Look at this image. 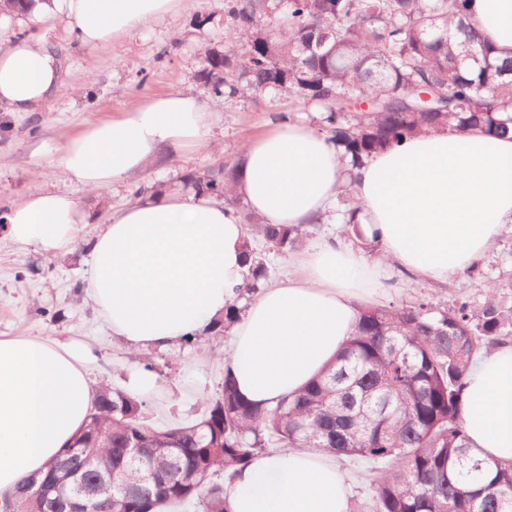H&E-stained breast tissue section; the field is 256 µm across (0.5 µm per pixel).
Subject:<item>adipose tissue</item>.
<instances>
[{"mask_svg":"<svg viewBox=\"0 0 512 512\" xmlns=\"http://www.w3.org/2000/svg\"><path fill=\"white\" fill-rule=\"evenodd\" d=\"M176 0H66L65 22L88 48L111 44ZM470 13L500 56H512V0H471ZM65 87L61 49L47 35L0 48V112H31ZM213 101L180 91L124 108L64 146L69 183L96 191L162 154L206 145ZM230 194L265 224H332L350 188L371 261L341 232L314 239L297 270L265 288L231 328L224 356L238 391L261 407L301 390L353 334L360 300L394 289L393 271L445 282L482 258L512 226V139L433 128L350 169L326 135L286 121L250 140ZM10 239L46 253L76 241L75 200L42 189L4 215ZM248 231L231 206L191 192L134 198L112 210L89 240L87 283L130 351L165 348L224 315L243 281ZM82 344L37 336L0 339V496L38 474L85 421L93 390ZM470 447L512 459V344L482 355L464 391ZM229 512H349L346 476L311 449L255 456L224 484Z\"/></svg>","mask_w":512,"mask_h":512,"instance_id":"adipose-tissue-1","label":"adipose tissue"}]
</instances>
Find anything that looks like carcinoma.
<instances>
[{
	"instance_id": "1",
	"label": "carcinoma",
	"mask_w": 512,
	"mask_h": 512,
	"mask_svg": "<svg viewBox=\"0 0 512 512\" xmlns=\"http://www.w3.org/2000/svg\"><path fill=\"white\" fill-rule=\"evenodd\" d=\"M469 0H237L234 49L206 59L203 78L216 99L240 85L287 94L322 108L325 134L353 167L429 126L478 128L512 139V58H499L468 14ZM237 167L189 178L197 192L227 193ZM279 251L302 227L258 224ZM247 273L224 313L223 329L241 302L259 292L267 269L248 249ZM512 334V307L490 296L478 309L461 297L439 309L426 299L409 305H366L355 334L335 362L299 393L275 406L252 405L224 373L220 395L193 424L155 426L146 401L103 386L71 446L92 456L81 477L106 470L150 492L90 497L81 512H224V483L214 477L271 448H313L344 463L361 462L370 476L362 512H512V462L481 459L467 445L462 396L476 357ZM144 444L140 468L126 448ZM60 459L47 464L44 487L23 479L11 512H67Z\"/></svg>"
}]
</instances>
